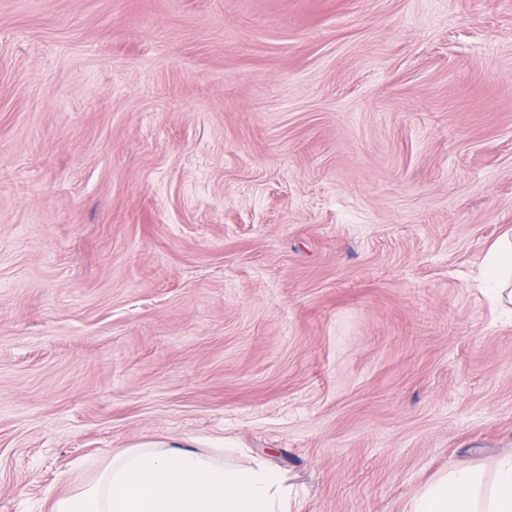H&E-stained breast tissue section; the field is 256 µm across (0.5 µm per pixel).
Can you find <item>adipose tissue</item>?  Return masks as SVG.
<instances>
[{
  "mask_svg": "<svg viewBox=\"0 0 512 512\" xmlns=\"http://www.w3.org/2000/svg\"><path fill=\"white\" fill-rule=\"evenodd\" d=\"M488 294L512 315V226L488 251ZM49 512H291L283 476L262 465L228 466L191 447L146 442L113 456L96 481L56 497ZM414 512H512V458L490 485L457 471L432 485Z\"/></svg>",
  "mask_w": 512,
  "mask_h": 512,
  "instance_id": "adipose-tissue-1",
  "label": "adipose tissue"
}]
</instances>
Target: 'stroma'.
<instances>
[{
  "label": "stroma",
  "instance_id": "obj_1",
  "mask_svg": "<svg viewBox=\"0 0 512 512\" xmlns=\"http://www.w3.org/2000/svg\"><path fill=\"white\" fill-rule=\"evenodd\" d=\"M512 0H0V512L189 437L293 512L512 455ZM488 294L512 317V226H508L488 251L482 270Z\"/></svg>",
  "mask_w": 512,
  "mask_h": 512
}]
</instances>
